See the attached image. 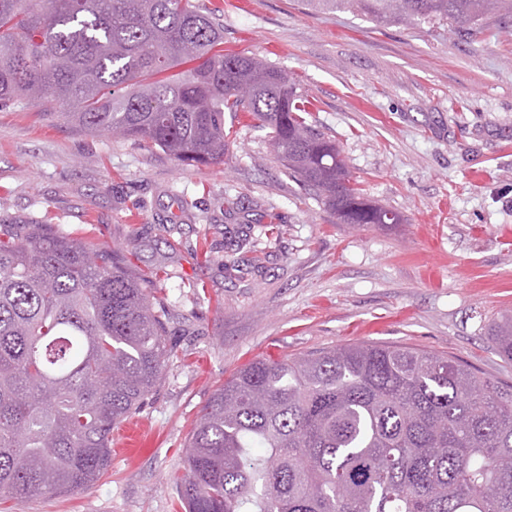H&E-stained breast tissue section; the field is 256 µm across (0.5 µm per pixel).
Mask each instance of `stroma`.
<instances>
[{
	"label": "stroma",
	"instance_id": "stroma-1",
	"mask_svg": "<svg viewBox=\"0 0 512 512\" xmlns=\"http://www.w3.org/2000/svg\"><path fill=\"white\" fill-rule=\"evenodd\" d=\"M203 2L223 10L225 50L296 80L352 181L404 221L337 223L242 114L224 116L238 136L223 163L197 168L32 108L0 111V214L131 249L144 273L168 270L175 351L113 430L105 477L0 512H182L173 477L193 422L257 359L402 344L512 385V362L487 338L512 309V24L472 45L444 23L375 25L299 0ZM246 224L252 245L231 249ZM268 224L280 235L266 237Z\"/></svg>",
	"mask_w": 512,
	"mask_h": 512
}]
</instances>
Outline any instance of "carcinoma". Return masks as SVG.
I'll use <instances>...</instances> for the list:
<instances>
[{"label": "carcinoma", "instance_id": "cac0c4a2", "mask_svg": "<svg viewBox=\"0 0 512 512\" xmlns=\"http://www.w3.org/2000/svg\"><path fill=\"white\" fill-rule=\"evenodd\" d=\"M383 25L448 23L476 40L512 0H302ZM197 0H0V111L37 108L182 166L224 162L243 112L337 223L401 224L351 185L307 96L277 66L226 53ZM159 280L121 248L0 215V499L85 489L112 429L174 356ZM512 361V312L488 330ZM184 512H512V385L451 357L355 343L250 362L195 420Z\"/></svg>", "mask_w": 512, "mask_h": 512}]
</instances>
